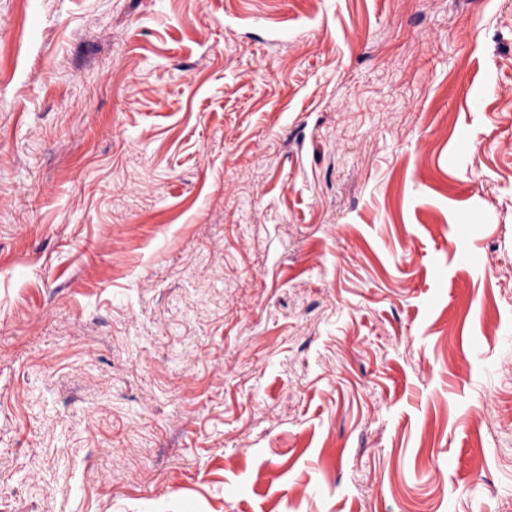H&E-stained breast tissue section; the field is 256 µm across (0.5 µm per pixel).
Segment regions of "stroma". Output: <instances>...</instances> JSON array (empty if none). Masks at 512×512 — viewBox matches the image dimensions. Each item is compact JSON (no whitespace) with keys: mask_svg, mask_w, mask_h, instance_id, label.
Here are the masks:
<instances>
[{"mask_svg":"<svg viewBox=\"0 0 512 512\" xmlns=\"http://www.w3.org/2000/svg\"><path fill=\"white\" fill-rule=\"evenodd\" d=\"M0 45V512H512V0Z\"/></svg>","mask_w":512,"mask_h":512,"instance_id":"stroma-1","label":"stroma"}]
</instances>
